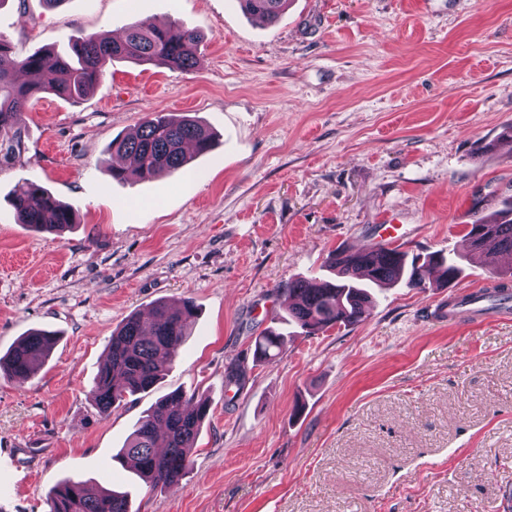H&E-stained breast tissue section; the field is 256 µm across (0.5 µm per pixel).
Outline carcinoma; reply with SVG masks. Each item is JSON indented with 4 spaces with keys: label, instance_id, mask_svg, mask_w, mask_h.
<instances>
[{
    "label": "carcinoma",
    "instance_id": "cac0c4a2",
    "mask_svg": "<svg viewBox=\"0 0 512 512\" xmlns=\"http://www.w3.org/2000/svg\"><path fill=\"white\" fill-rule=\"evenodd\" d=\"M249 15L268 23L277 21L288 0H239ZM201 36L172 23L144 28L137 22L124 27V36L114 40L98 34H80L69 40V50H45L19 59L0 33V168L19 160L26 151V133L19 122L34 98L42 93L74 102L87 98L99 83L106 66L116 59L152 62L190 71L198 63ZM217 135L185 115L158 113L144 120L138 132L112 141L116 153L133 161L132 170L112 168V177L132 175L151 180L183 169L193 153L211 151ZM17 223L38 232L61 234L76 223L74 212L47 189L32 181L16 186L11 196ZM469 255L494 252L512 264V206L467 225ZM336 281L289 280L276 291L288 296L286 316L280 323H293L310 332L337 324L361 321L372 309L375 288L403 285L425 287L424 272L433 268L444 283L455 279L461 269L441 253L429 254L423 264L408 260L397 247L379 244L370 250L351 253L338 250L330 256ZM196 317L193 301H158L148 316L128 317L112 335L105 362L99 366L89 396L97 412L108 415L129 396L146 393L168 371L179 355ZM285 342L275 327L264 329L254 341L258 361L274 359ZM56 335L33 330L18 340L7 356L0 357V374L26 380L38 362L47 358ZM209 411L206 400H194L181 392L157 401L137 421L121 451L123 464L152 489L178 484L192 467V448ZM50 512H129L128 495L111 490H92L71 478L58 482L50 492Z\"/></svg>",
    "mask_w": 512,
    "mask_h": 512
}]
</instances>
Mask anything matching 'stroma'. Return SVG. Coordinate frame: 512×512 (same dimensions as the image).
I'll use <instances>...</instances> for the list:
<instances>
[{
	"instance_id": "1",
	"label": "stroma",
	"mask_w": 512,
	"mask_h": 512,
	"mask_svg": "<svg viewBox=\"0 0 512 512\" xmlns=\"http://www.w3.org/2000/svg\"><path fill=\"white\" fill-rule=\"evenodd\" d=\"M132 21L197 31V67L116 60L85 100L41 94L20 116L24 155L0 168V356L58 334L33 377H0V512H49L68 477L127 493L131 512H512V312L432 314L512 287L504 259L465 245L512 202V0H291L274 25L236 0L0 6L19 56ZM154 112L196 116L216 148L113 179V139ZM27 180L75 211L62 236L16 223ZM391 220L404 251L461 256V276L382 289L356 324L289 327L279 358L254 361L277 285L328 277L332 252L378 243ZM185 298L198 316L173 367L99 415L89 390L113 332ZM175 390L210 412L189 473L152 491L118 455Z\"/></svg>"
}]
</instances>
